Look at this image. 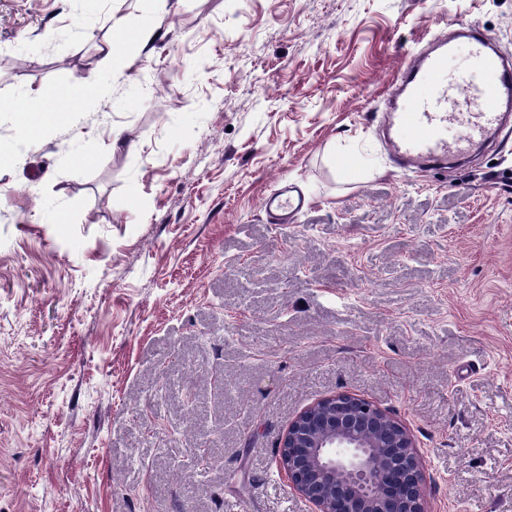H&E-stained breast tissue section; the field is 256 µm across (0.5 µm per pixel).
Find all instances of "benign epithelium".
Returning <instances> with one entry per match:
<instances>
[{"instance_id":"obj_1","label":"benign epithelium","mask_w":512,"mask_h":512,"mask_svg":"<svg viewBox=\"0 0 512 512\" xmlns=\"http://www.w3.org/2000/svg\"><path fill=\"white\" fill-rule=\"evenodd\" d=\"M278 465L312 512H426L410 428L352 394L300 412L280 440Z\"/></svg>"}]
</instances>
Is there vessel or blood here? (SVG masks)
<instances>
[{"mask_svg": "<svg viewBox=\"0 0 512 512\" xmlns=\"http://www.w3.org/2000/svg\"><path fill=\"white\" fill-rule=\"evenodd\" d=\"M454 31L469 51L466 80L448 79L446 60L455 41L440 35L428 51L409 56L392 84L387 139L401 166L429 169L467 154L477 138L500 128L505 110L512 108V64L494 51L493 38L464 21L456 22ZM453 124L460 132L452 137L448 128ZM262 206L282 221L303 203L279 193L266 197Z\"/></svg>", "mask_w": 512, "mask_h": 512, "instance_id": "obj_1", "label": "vessel or blood"}]
</instances>
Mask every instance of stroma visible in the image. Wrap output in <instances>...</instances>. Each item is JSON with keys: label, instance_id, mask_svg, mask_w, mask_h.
Here are the masks:
<instances>
[{"label": "stroma", "instance_id": "1", "mask_svg": "<svg viewBox=\"0 0 512 512\" xmlns=\"http://www.w3.org/2000/svg\"><path fill=\"white\" fill-rule=\"evenodd\" d=\"M456 20L512 57V0H0V151L28 92L111 87L0 164V512H310L278 444L338 392L427 512H512V123L428 171L383 136ZM262 206L267 214L273 216L276 220L282 221L288 219V214L301 210L304 202L300 198L295 199L290 195L284 197V193L281 192L266 197Z\"/></svg>", "mask_w": 512, "mask_h": 512}]
</instances>
